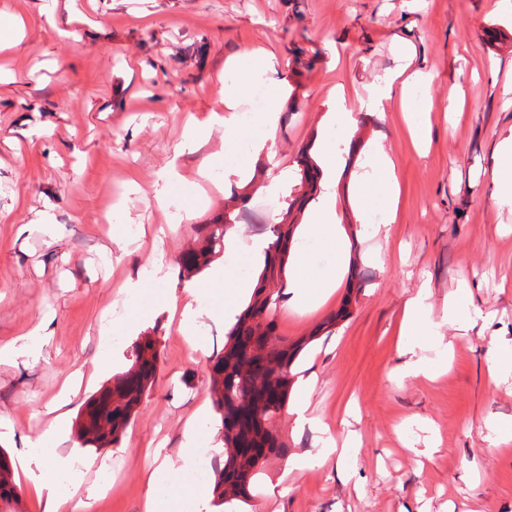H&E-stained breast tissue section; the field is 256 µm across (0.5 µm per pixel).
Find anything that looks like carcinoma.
<instances>
[{"label":"carcinoma","instance_id":"carcinoma-1","mask_svg":"<svg viewBox=\"0 0 512 512\" xmlns=\"http://www.w3.org/2000/svg\"><path fill=\"white\" fill-rule=\"evenodd\" d=\"M299 162L301 182L316 191L319 170L305 152ZM232 222L231 215L226 214L222 224L198 225V247L179 260L182 279L190 280L207 267L215 249L224 245ZM294 224L292 220L270 228L260 283L227 333L223 350L209 357L210 398L224 440L223 465L213 470L211 489L221 504L248 501L267 460L288 455V443L273 432L272 424L286 407L295 383L296 362L308 340L299 339L267 356L255 354L253 349L275 330L273 313L282 298L279 282ZM157 360L154 339L141 337L132 358V363L140 365L139 371L129 368L102 385L77 414L74 435L81 446L101 448L118 442L154 382ZM13 500H18V494L12 462L0 451V502Z\"/></svg>","mask_w":512,"mask_h":512}]
</instances>
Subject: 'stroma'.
Wrapping results in <instances>:
<instances>
[{"mask_svg":"<svg viewBox=\"0 0 512 512\" xmlns=\"http://www.w3.org/2000/svg\"><path fill=\"white\" fill-rule=\"evenodd\" d=\"M47 0H0L25 36L0 52V345L50 316L35 354L0 364V450L25 458L52 421L50 406L74 369L84 382L67 406L76 418L105 382L96 370L111 348L124 371L135 343L157 341L155 380L120 441L93 450L62 444L85 463L88 512H143L147 477L168 463L187 425L213 429L208 358L224 347L240 313L225 288L196 276L218 309L181 327L186 306L178 262L195 228L224 219L244 196L235 260L279 223L303 191L299 157H319L330 113L352 111V143L337 142L340 170L329 191L350 235L354 273L318 307L281 302L277 332L309 338L297 366L314 371L309 398L329 431L360 441L343 462L271 459L253 499L238 512H512V448L482 440L488 418L512 419V375L493 383L490 352L512 345V210L492 198L496 149L512 133V15L501 0H74V36L59 35L66 10ZM430 73L419 98L428 138L418 146L398 99L383 113L357 98L399 71L401 52ZM263 51L264 81L278 119L245 129L266 139L235 160L221 130L185 144L187 124L222 111L218 78L229 59ZM381 144L395 164L398 203L388 233L368 221L378 209L366 175ZM221 152V165L208 164ZM291 179L272 183L276 169ZM183 175L178 217L158 205L166 171ZM53 214L54 231L41 227ZM233 264L228 279L243 282ZM161 265L143 293L126 283ZM483 319L459 330L443 320L448 296ZM424 293L438 327L425 354L435 376L402 375V318ZM348 308L327 338L311 334ZM125 327L104 343L108 313ZM452 345L451 359L440 358ZM111 492H101L105 475Z\"/></svg>","mask_w":512,"mask_h":512,"instance_id":"obj_1","label":"stroma"}]
</instances>
